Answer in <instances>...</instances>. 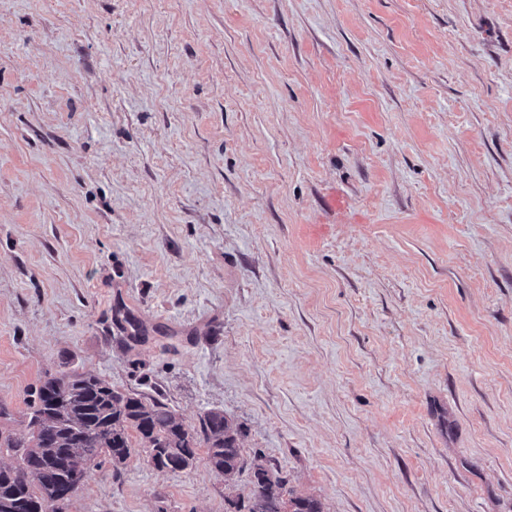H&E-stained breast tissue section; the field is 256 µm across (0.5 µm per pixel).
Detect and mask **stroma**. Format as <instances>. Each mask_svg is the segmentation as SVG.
<instances>
[{"label": "stroma", "mask_w": 512, "mask_h": 512, "mask_svg": "<svg viewBox=\"0 0 512 512\" xmlns=\"http://www.w3.org/2000/svg\"><path fill=\"white\" fill-rule=\"evenodd\" d=\"M67 370L324 512H512V0H0V428ZM249 492L137 447L66 512Z\"/></svg>", "instance_id": "1"}]
</instances>
